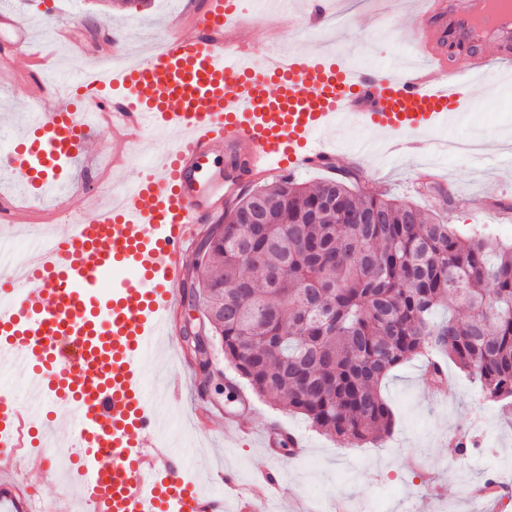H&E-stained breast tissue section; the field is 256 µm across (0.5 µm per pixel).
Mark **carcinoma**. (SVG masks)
I'll return each mask as SVG.
<instances>
[{"label":"carcinoma","mask_w":512,"mask_h":512,"mask_svg":"<svg viewBox=\"0 0 512 512\" xmlns=\"http://www.w3.org/2000/svg\"><path fill=\"white\" fill-rule=\"evenodd\" d=\"M359 181L352 167L311 185L279 176L217 218L198 296L224 360L256 395L349 443L391 433L382 383L424 352L473 375L486 401L511 402L512 246L362 196ZM257 203L271 223H245Z\"/></svg>","instance_id":"obj_1"}]
</instances>
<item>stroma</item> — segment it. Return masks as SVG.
<instances>
[{
	"instance_id": "35a3bbf8",
	"label": "stroma",
	"mask_w": 512,
	"mask_h": 512,
	"mask_svg": "<svg viewBox=\"0 0 512 512\" xmlns=\"http://www.w3.org/2000/svg\"><path fill=\"white\" fill-rule=\"evenodd\" d=\"M186 0H145L131 11L110 5L109 0H0V12H14L36 24V38H43V24L75 25L80 36L93 37L100 28L132 24L130 49H152L164 34L169 19L182 13ZM387 10L385 38L372 34V16ZM407 0H346V27L337 29L328 20L306 37H289L287 16L253 11L247 22L265 43L291 50L330 49L339 52L350 67L371 71L387 64L395 49L406 43ZM48 82V75L34 77L27 58L0 72V115L15 122L27 120L26 97L33 80ZM483 136L494 144L512 143V95L490 94L488 86L473 83L471 106L449 124L430 133L438 141L447 137ZM332 140L334 165L362 168L360 191L387 193L414 202L419 208H440L439 201L421 194L420 171L443 186L454 198L441 208L444 222L460 232H489L512 243V215L495 208L498 199L512 200V166L486 168L472 158H451L436 152H391L386 138L357 126L337 130ZM141 157L121 167L111 162L78 165L75 180L87 184L84 205L97 194L92 184L114 177L138 176ZM187 304L172 314L173 335L167 353L147 368L148 378L163 373L174 377L177 391L159 420V431L169 441L193 449L195 458L182 472L185 480L209 485L210 471L226 468L248 482L254 471L269 460L257 440L245 441L224 431V416L242 415L248 425L261 429L280 421L300 441L296 454L278 451L287 486L268 505V512H314L343 501L359 512H505L499 496L473 498L468 488L496 478L501 494L512 495V405L484 400L471 376L454 364L446 372L452 393L442 396L422 374L423 362L413 359L396 369L381 391L393 410L394 426L388 437L356 446L331 438L310 426L301 415L253 396L245 381L235 378L221 349H214L213 363L233 385L223 392L203 390V378L189 357L180 334Z\"/></svg>"
}]
</instances>
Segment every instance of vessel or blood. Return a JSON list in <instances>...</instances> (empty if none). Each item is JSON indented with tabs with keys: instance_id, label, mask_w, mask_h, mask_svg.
Wrapping results in <instances>:
<instances>
[{
	"instance_id": "b4317fda",
	"label": "vessel or blood",
	"mask_w": 512,
	"mask_h": 512,
	"mask_svg": "<svg viewBox=\"0 0 512 512\" xmlns=\"http://www.w3.org/2000/svg\"><path fill=\"white\" fill-rule=\"evenodd\" d=\"M241 0H206L172 21L156 47L128 59L127 31L114 26L81 84L111 90L102 107L123 131L121 151L140 153L156 129L175 132L153 147L139 176L113 186L111 200L84 215L83 185L72 166L88 159L100 132L97 113L70 98L49 107L36 83L30 100L38 117L14 138L0 163L43 198L65 181V205L49 214L62 230L19 222L32 245L29 260L0 255V362L26 379L23 400L0 398V512H73V490L86 512H257L264 495H249L235 475L218 471L225 493L203 494L184 481L180 460L156 433L159 413L143 370L157 336L169 330L173 300L183 282L186 238L221 209L224 182L218 157L237 166L240 180L288 176L332 161L329 133L339 122L391 136L444 126L468 100V83L443 51L445 44L490 45L500 65L467 60L469 74L512 88V0H418L411 42L421 64L360 75L320 53L258 45ZM335 0H310L296 23L310 33ZM11 38L0 70L32 47L27 24L0 15ZM68 410L72 439L38 440L51 431L46 404ZM65 452L68 482L54 499L34 496L19 460Z\"/></svg>"
}]
</instances>
